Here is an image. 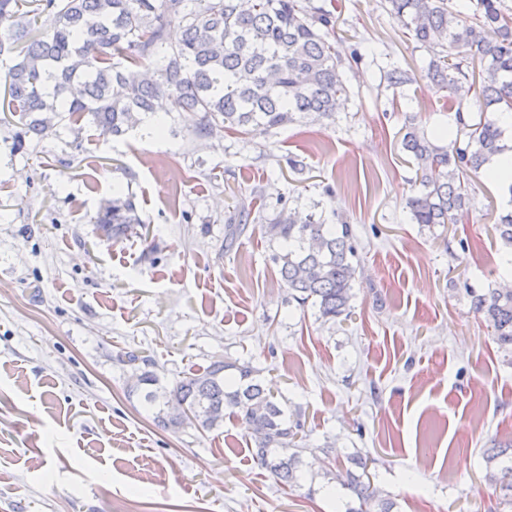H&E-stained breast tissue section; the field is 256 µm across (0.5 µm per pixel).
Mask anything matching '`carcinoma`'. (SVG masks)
Masks as SVG:
<instances>
[{"mask_svg":"<svg viewBox=\"0 0 512 512\" xmlns=\"http://www.w3.org/2000/svg\"><path fill=\"white\" fill-rule=\"evenodd\" d=\"M390 15L428 55L425 77L435 95L454 110L456 135L435 143L405 117L401 145L413 160L419 189L406 200L417 224H455L468 210L474 180L493 158L509 149L499 120L484 112L512 113V7L505 0H386ZM29 5L24 11L22 7ZM0 0V56L15 63L0 74V110L29 119L25 133H42L44 113L88 116L105 132L121 136L165 103L194 116L193 133L252 127L280 128L311 112L332 118L348 95L346 64L330 42L336 16L310 0ZM176 24L177 42L168 38ZM150 62L145 78L114 61ZM416 75L390 64L380 83L394 91L414 85ZM481 112L470 111L471 101ZM251 207L242 206L228 224V239L246 231ZM106 237L138 235L141 219L131 196L112 198L94 217ZM502 244L512 248V212L496 224ZM285 245L272 255L282 282L299 305L336 321L351 316L359 263L353 226L327 224L288 211L265 227ZM473 309L484 316L496 343L512 347V289L478 293L463 288ZM121 362L141 371L128 394L143 395L162 428L189 425L219 428L224 417L241 421L250 433L252 460L269 470L283 489L301 487L309 434L300 415L266 392L252 362L216 361L176 381L171 388L147 370L148 357L129 351ZM342 486L359 502L347 512H393L395 503L371 482L369 462L345 455ZM486 477L512 505V442L483 452Z\"/></svg>","mask_w":512,"mask_h":512,"instance_id":"cac0c4a2","label":"carcinoma"}]
</instances>
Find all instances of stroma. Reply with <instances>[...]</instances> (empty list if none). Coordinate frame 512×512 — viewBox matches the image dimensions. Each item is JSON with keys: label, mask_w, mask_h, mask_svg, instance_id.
<instances>
[{"label": "stroma", "mask_w": 512, "mask_h": 512, "mask_svg": "<svg viewBox=\"0 0 512 512\" xmlns=\"http://www.w3.org/2000/svg\"><path fill=\"white\" fill-rule=\"evenodd\" d=\"M333 1L332 43L364 59L345 69L349 99L330 120L200 138L189 113L168 112L115 137L61 112L36 137L0 111V512H345L317 467L281 491L235 419L158 427L128 393L134 370L117 357L129 350L166 386L251 361L301 414L310 448L372 458L399 512H512L482 456L512 441V354L462 292L506 283L494 225L512 202L480 178L462 223H412L400 129L414 116L444 144L454 114L384 0H311ZM391 61L418 78L399 112L380 83ZM119 187L148 238L100 235L93 218ZM248 201L247 230L226 245ZM287 207L353 225L350 318L290 301L264 233Z\"/></svg>", "instance_id": "stroma-1"}]
</instances>
